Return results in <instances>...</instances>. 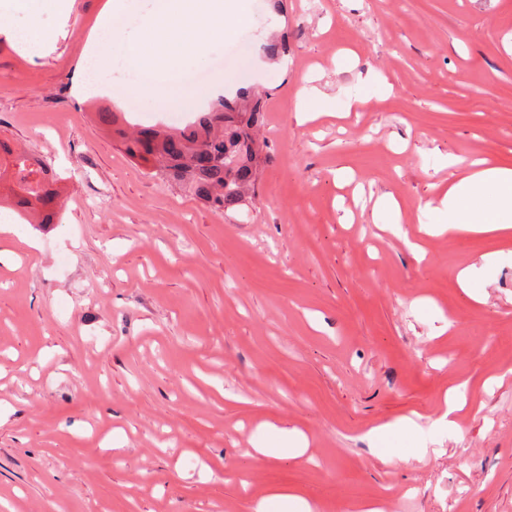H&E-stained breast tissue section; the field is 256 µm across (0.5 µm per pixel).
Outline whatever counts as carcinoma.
<instances>
[{"label":"carcinoma","mask_w":512,"mask_h":512,"mask_svg":"<svg viewBox=\"0 0 512 512\" xmlns=\"http://www.w3.org/2000/svg\"><path fill=\"white\" fill-rule=\"evenodd\" d=\"M263 97L250 88L222 98L182 130L141 128L120 133L125 152L148 164L164 184L175 185L220 212L242 207L255 195L267 144ZM0 181L11 182V205L35 224H52L63 206L44 164L0 139Z\"/></svg>","instance_id":"cac0c4a2"}]
</instances>
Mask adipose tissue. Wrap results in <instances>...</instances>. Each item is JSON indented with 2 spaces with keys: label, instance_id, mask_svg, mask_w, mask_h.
I'll use <instances>...</instances> for the list:
<instances>
[{
  "label": "adipose tissue",
  "instance_id": "ef3b65f1",
  "mask_svg": "<svg viewBox=\"0 0 512 512\" xmlns=\"http://www.w3.org/2000/svg\"><path fill=\"white\" fill-rule=\"evenodd\" d=\"M53 10L60 21H67L71 0H0V34L19 40L25 53L42 56L55 40V33L43 24L46 10ZM442 229L457 234L512 235V169L479 168L449 186L435 208ZM277 433L280 447L265 445V434ZM253 454L259 458L302 457L309 446L298 429L260 425L251 438Z\"/></svg>",
  "mask_w": 512,
  "mask_h": 512
}]
</instances>
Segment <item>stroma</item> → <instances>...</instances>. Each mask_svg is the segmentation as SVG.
Masks as SVG:
<instances>
[{
	"label": "stroma",
	"instance_id": "35a3bbf8",
	"mask_svg": "<svg viewBox=\"0 0 512 512\" xmlns=\"http://www.w3.org/2000/svg\"><path fill=\"white\" fill-rule=\"evenodd\" d=\"M104 2L73 0L33 60L0 34V136L65 199L44 229L0 207V512H253L277 487L318 512L386 490L387 512H512V238L419 224L475 160L512 167V0H251L254 65L234 76L266 102L269 158L224 214L74 97ZM271 33L288 54L269 66ZM304 88L367 102L313 119ZM93 105L174 125L147 99ZM385 194L400 230L373 216ZM489 251L477 303L457 275ZM411 414V433L368 440ZM265 422L304 432L306 454L247 459ZM459 387L448 390L444 400V411L441 416V422L446 424L449 429L457 427L453 413L462 410L466 405L465 399L460 395Z\"/></svg>",
	"mask_w": 512,
	"mask_h": 512
}]
</instances>
